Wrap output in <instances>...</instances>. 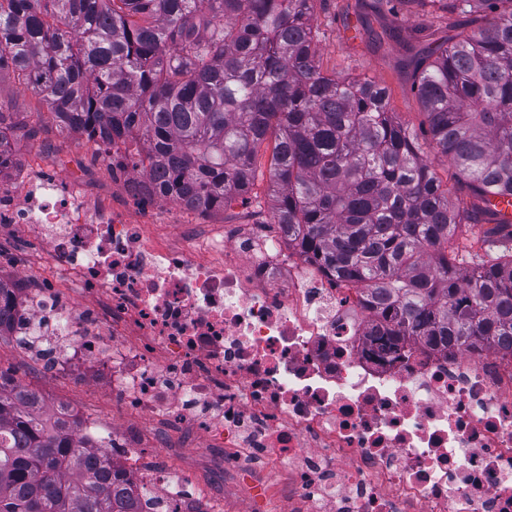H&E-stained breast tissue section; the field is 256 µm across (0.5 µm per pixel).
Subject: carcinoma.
I'll list each match as a JSON object with an SVG mask.
<instances>
[{
    "instance_id": "obj_1",
    "label": "carcinoma",
    "mask_w": 512,
    "mask_h": 512,
    "mask_svg": "<svg viewBox=\"0 0 512 512\" xmlns=\"http://www.w3.org/2000/svg\"><path fill=\"white\" fill-rule=\"evenodd\" d=\"M316 2L0 0V73L193 210L249 194L275 136V224L367 292L381 350H512V220L489 199L512 194V0H448L446 46L409 58L434 147L471 192L456 206L386 88L322 69ZM0 512H140L111 456L1 370Z\"/></svg>"
}]
</instances>
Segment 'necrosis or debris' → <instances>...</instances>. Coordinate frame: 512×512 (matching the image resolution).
I'll list each match as a JSON object with an SVG mask.
<instances>
[{"label":"necrosis or debris","instance_id":"obj_1","mask_svg":"<svg viewBox=\"0 0 512 512\" xmlns=\"http://www.w3.org/2000/svg\"><path fill=\"white\" fill-rule=\"evenodd\" d=\"M32 162L0 178V231L45 248L42 285L16 275L7 329L49 376L104 383L146 428L108 429L57 408L86 446L142 487L144 512H243L141 450L179 427L187 448L230 460L253 502L273 494L249 464L288 473L279 512H512V351L406 343L261 224H178L167 239L92 200L78 167Z\"/></svg>","mask_w":512,"mask_h":512}]
</instances>
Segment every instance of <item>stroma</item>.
I'll return each instance as SVG.
<instances>
[{
  "instance_id": "stroma-1",
  "label": "stroma",
  "mask_w": 512,
  "mask_h": 512,
  "mask_svg": "<svg viewBox=\"0 0 512 512\" xmlns=\"http://www.w3.org/2000/svg\"><path fill=\"white\" fill-rule=\"evenodd\" d=\"M354 0H318V50L324 70L359 80H374L385 85L390 94V107L396 119L416 137L423 156L436 176L448 185L450 201L465 197L466 190L458 184L446 157L429 144L427 116L412 88V72L404 66L409 49L425 51L442 43L448 35V10L444 0L420 7L407 5L398 15L386 16L384 24L390 32L382 37L361 41L351 38L343 29V18ZM0 110L11 113L17 126L10 136L15 170L26 167L33 151L46 157L68 156L87 174L88 188L100 201L122 203L125 186L113 180L106 161L94 143L78 133L62 131L32 92L19 85L11 73L0 74ZM274 210L268 195L267 179L256 182L247 199L207 212H182L179 205L162 203L151 217L153 232L167 234L172 224H254L271 222ZM43 247L40 242L17 232L0 233V278L11 279L18 272L36 266ZM0 369L10 371L16 383L37 390H51L56 399L79 402L92 416L116 421L118 426L131 425L130 417L114 414L112 398L99 383L79 382L64 377H48L38 373L24 352L11 338L0 339ZM144 458L163 461L172 470L190 472L196 482L214 497L235 493L232 472H215L209 455L189 448L179 451L163 443L143 449Z\"/></svg>"
}]
</instances>
